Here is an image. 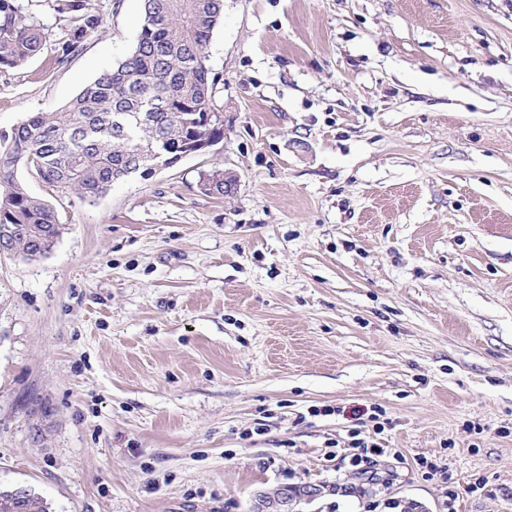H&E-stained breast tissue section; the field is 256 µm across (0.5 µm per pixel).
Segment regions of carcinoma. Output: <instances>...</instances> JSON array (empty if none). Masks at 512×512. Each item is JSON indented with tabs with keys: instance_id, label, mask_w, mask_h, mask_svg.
<instances>
[{
	"instance_id": "cac0c4a2",
	"label": "carcinoma",
	"mask_w": 512,
	"mask_h": 512,
	"mask_svg": "<svg viewBox=\"0 0 512 512\" xmlns=\"http://www.w3.org/2000/svg\"><path fill=\"white\" fill-rule=\"evenodd\" d=\"M68 25L56 47L62 65L78 53L103 19L90 0H54ZM224 15V0H143L131 53L65 105L34 112L0 143V242L14 256L49 252L63 233L54 209L17 178L24 164L54 190L93 200L113 184L153 174L154 159L176 165L197 146L224 139L215 104L217 76L206 48ZM43 27L19 0H0V68H20L43 49ZM205 195H224V171L199 181ZM15 512H48L30 491Z\"/></svg>"
}]
</instances>
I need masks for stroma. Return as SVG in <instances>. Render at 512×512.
I'll return each mask as SVG.
<instances>
[{
  "instance_id": "stroma-1",
  "label": "stroma",
  "mask_w": 512,
  "mask_h": 512,
  "mask_svg": "<svg viewBox=\"0 0 512 512\" xmlns=\"http://www.w3.org/2000/svg\"><path fill=\"white\" fill-rule=\"evenodd\" d=\"M0 68V135L133 49L142 0L65 64ZM224 139L0 254V488L50 512H512V0H224ZM237 174L230 197L205 172ZM329 406L328 416L311 415ZM397 456L356 474L330 447ZM437 463L428 473L420 459ZM233 177L234 175L219 169L205 173L199 181L201 192L205 195L224 197V189L227 185L236 190L237 183ZM350 438V443L346 448L348 450L346 457H349L350 465L356 471L366 469L376 462V457L392 453V451H394V455L398 453L394 448H382L378 443L361 438L360 432L357 430L351 432ZM281 493L276 498L271 499V503H268V499H264L262 496H258L255 500L253 512H300L297 507L305 501L312 500L320 494V489L315 487H309L305 491L295 492L290 488H281Z\"/></svg>"
}]
</instances>
